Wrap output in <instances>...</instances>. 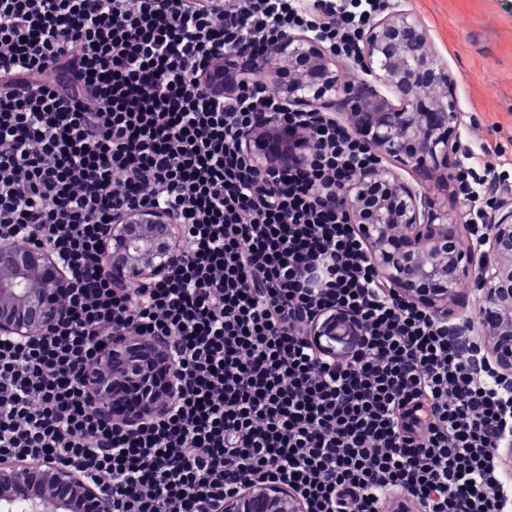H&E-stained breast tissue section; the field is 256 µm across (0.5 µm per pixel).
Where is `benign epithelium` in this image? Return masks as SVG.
<instances>
[{"mask_svg":"<svg viewBox=\"0 0 512 512\" xmlns=\"http://www.w3.org/2000/svg\"><path fill=\"white\" fill-rule=\"evenodd\" d=\"M336 53L318 34L280 35L260 59L239 48L224 54V72L240 81L260 72L273 83L284 112H329L391 165L365 170L342 190L345 216L358 228L380 276L416 304L448 317L458 287L473 278L480 288L479 336L499 369L512 373V195L495 199L491 223L479 246L465 244L453 209L437 205L426 183L444 168L448 180L460 164L454 145L467 128L457 81L438 54L426 25L404 0H391L362 36L364 78L343 79ZM263 173L299 166L312 143L301 127L262 117L243 138ZM411 169L410 182L402 171ZM176 215L160 207L123 209L103 241L112 287L145 282L181 264L173 244ZM70 278L46 249L0 244V336L42 335L62 316L60 297ZM364 335L355 314L338 309L319 315L310 337L319 350L343 356ZM177 367L158 343L112 340L89 383L112 416L131 425L169 401ZM111 512V505L73 472L44 461L0 460V512ZM224 512H304L301 499L281 485H247L224 499Z\"/></svg>","mask_w":512,"mask_h":512,"instance_id":"benign-epithelium-1","label":"benign epithelium"}]
</instances>
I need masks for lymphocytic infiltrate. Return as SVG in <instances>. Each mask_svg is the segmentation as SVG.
Instances as JSON below:
<instances>
[{"instance_id":"obj_1","label":"lymphocytic infiltrate","mask_w":512,"mask_h":512,"mask_svg":"<svg viewBox=\"0 0 512 512\" xmlns=\"http://www.w3.org/2000/svg\"><path fill=\"white\" fill-rule=\"evenodd\" d=\"M381 5L0 0V242L47 248L73 275L61 321L0 339V458L68 467L112 512H223L247 481L288 486L305 512H512V375L391 288L325 202L377 157L328 113L288 112L311 150L265 176L242 136L281 113L276 91L257 74L203 86L220 51L260 55L304 28L356 57ZM496 177L460 167L475 212ZM154 205L176 214L187 258L115 289L112 214ZM332 307L366 326L340 359L309 339ZM116 336L160 342L177 366L169 404L134 427L85 383Z\"/></svg>"}]
</instances>
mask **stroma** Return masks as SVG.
I'll return each instance as SVG.
<instances>
[{"instance_id":"obj_1","label":"stroma","mask_w":512,"mask_h":512,"mask_svg":"<svg viewBox=\"0 0 512 512\" xmlns=\"http://www.w3.org/2000/svg\"><path fill=\"white\" fill-rule=\"evenodd\" d=\"M458 81L471 124L459 148L495 152L512 173V0H406Z\"/></svg>"}]
</instances>
